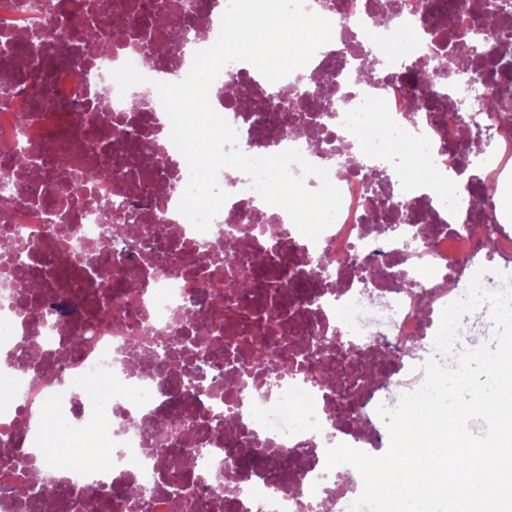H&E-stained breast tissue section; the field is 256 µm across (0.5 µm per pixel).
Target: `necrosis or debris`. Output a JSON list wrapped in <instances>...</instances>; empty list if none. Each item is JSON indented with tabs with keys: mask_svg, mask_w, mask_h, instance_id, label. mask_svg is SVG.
<instances>
[{
	"mask_svg": "<svg viewBox=\"0 0 512 512\" xmlns=\"http://www.w3.org/2000/svg\"><path fill=\"white\" fill-rule=\"evenodd\" d=\"M8 2L0 9V174L19 193L0 204V512H38L46 500L52 512H349L362 478L352 472L339 488L328 449L381 455L390 437L376 408L421 386L442 308L479 267L489 269V290L500 288L499 273L512 274V213L457 200L473 156L466 134L480 146L482 180L498 191L512 185L502 95L483 87L470 119L459 108L470 87L438 77L459 69L448 36L468 27L472 0H430L431 10L401 13L394 27L380 17L399 0H307L334 26L331 44L304 68L330 94L318 111L289 113L278 126L280 89L294 87L297 74L276 87L237 62L214 82L242 151L268 155L272 138L277 150L298 149L328 169L342 207L315 242L245 174L225 169L218 181L230 199L208 232L194 230L178 211L187 163L156 89L138 106L140 86L119 93L110 75L129 61L151 79L185 78L190 61L143 29V15L175 23L197 13L193 41L204 49L228 0H112L110 13L95 15L76 11L74 0H47L54 33L37 42L30 0ZM75 21L92 39L67 38ZM408 63L422 82L403 79ZM377 132L400 145H379ZM356 154L399 171L414 162L448 181L398 178L375 196L346 162ZM97 167L111 177L85 180ZM118 193L146 203L147 216L138 237L105 244L99 203ZM228 235L246 241L238 258L212 256ZM259 259L273 286L226 307L225 283L251 277ZM60 295L72 316L50 312ZM100 307L107 316H96ZM147 332L177 337L166 369L149 352L131 363L133 338ZM258 336L278 341L288 374L246 373ZM321 367L333 382L310 379ZM88 379L104 396L78 391ZM158 420L163 447L187 462L177 488L165 455L149 452L147 430ZM60 427L77 442L67 449L66 489L53 494L33 486L30 465L50 462L46 447ZM133 485L144 506L128 497Z\"/></svg>",
	"mask_w": 512,
	"mask_h": 512,
	"instance_id": "necrosis-or-debris-1",
	"label": "necrosis or debris"
}]
</instances>
